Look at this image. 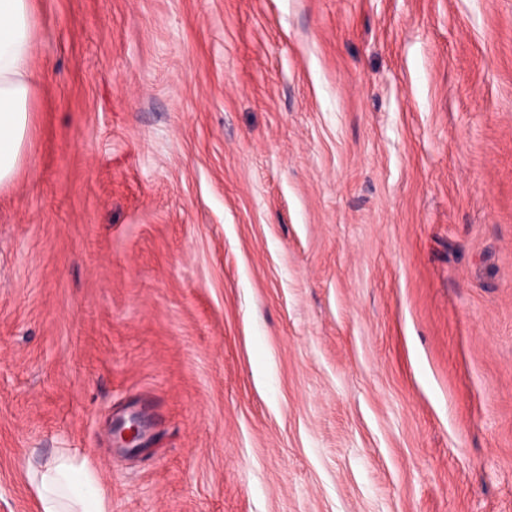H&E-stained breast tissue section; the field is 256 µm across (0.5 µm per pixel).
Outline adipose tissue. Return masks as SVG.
I'll use <instances>...</instances> for the list:
<instances>
[{
	"label": "adipose tissue",
	"mask_w": 512,
	"mask_h": 512,
	"mask_svg": "<svg viewBox=\"0 0 512 512\" xmlns=\"http://www.w3.org/2000/svg\"><path fill=\"white\" fill-rule=\"evenodd\" d=\"M36 26V0H0V187L20 169L30 134ZM29 479L40 512H108L99 482L74 456H54Z\"/></svg>",
	"instance_id": "ef3b65f1"
}]
</instances>
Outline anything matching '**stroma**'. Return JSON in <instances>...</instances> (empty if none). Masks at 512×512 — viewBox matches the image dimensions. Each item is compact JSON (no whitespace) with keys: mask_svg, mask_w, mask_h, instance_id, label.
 I'll list each match as a JSON object with an SVG mask.
<instances>
[{"mask_svg":"<svg viewBox=\"0 0 512 512\" xmlns=\"http://www.w3.org/2000/svg\"><path fill=\"white\" fill-rule=\"evenodd\" d=\"M37 35L0 512L62 451L111 512H512V0H40ZM144 423L139 416L133 415L127 421H122L117 429L115 438L128 448H138L143 438Z\"/></svg>","mask_w":512,"mask_h":512,"instance_id":"stroma-1","label":"stroma"}]
</instances>
